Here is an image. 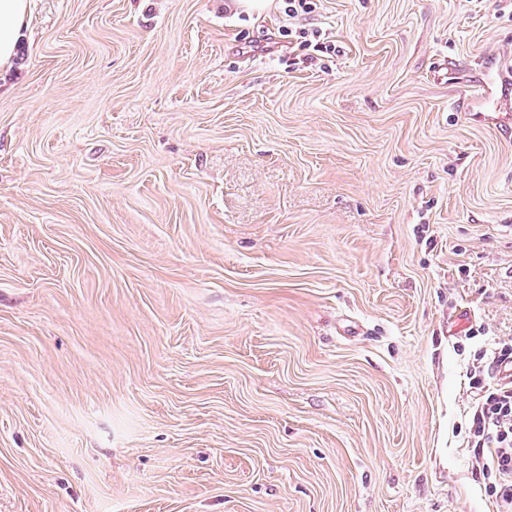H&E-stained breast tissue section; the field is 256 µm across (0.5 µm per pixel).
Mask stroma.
<instances>
[{
    "label": "stroma",
    "mask_w": 512,
    "mask_h": 512,
    "mask_svg": "<svg viewBox=\"0 0 512 512\" xmlns=\"http://www.w3.org/2000/svg\"><path fill=\"white\" fill-rule=\"evenodd\" d=\"M286 7L30 0L0 512H498L466 368L512 338V114L467 102L512 0Z\"/></svg>",
    "instance_id": "35a3bbf8"
}]
</instances>
